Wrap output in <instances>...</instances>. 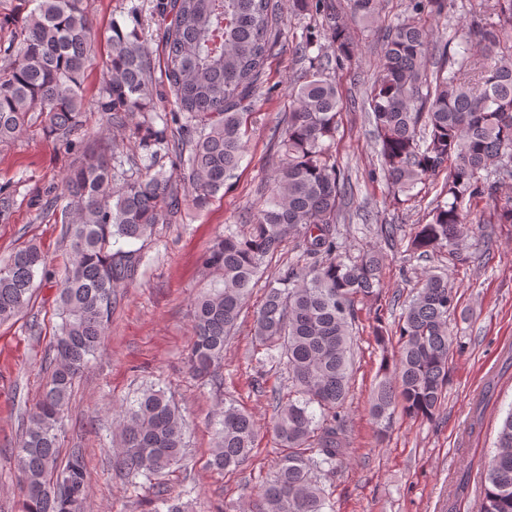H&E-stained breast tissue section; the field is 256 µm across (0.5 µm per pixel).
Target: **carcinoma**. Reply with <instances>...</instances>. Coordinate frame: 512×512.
<instances>
[{
	"label": "carcinoma",
	"instance_id": "obj_1",
	"mask_svg": "<svg viewBox=\"0 0 512 512\" xmlns=\"http://www.w3.org/2000/svg\"><path fill=\"white\" fill-rule=\"evenodd\" d=\"M26 15L3 12L0 29L19 33L0 49V148L15 142L30 114L45 115L46 134L68 145L80 134L88 108L109 125L134 112L152 116L138 126L140 160L110 150L84 151L48 206L66 202L70 260L56 298L60 319L40 399L13 449L20 512H76L87 482L82 455L59 462V432L72 388L101 350L117 289L133 281L155 225L169 223L186 202L206 206L244 156L247 118L260 96L261 76L277 46L276 0H157L158 36L176 110L154 112L153 67L144 50L138 7L128 29L112 22L103 83L86 103L91 21L84 0H35ZM295 11L328 21L332 52L293 88L294 107L275 132L276 157L267 198L246 209L202 258L215 279L192 303L194 336L187 352L193 375L217 384V368L252 288L289 238L300 255L265 288L254 310L255 339L264 358L288 369V395H273V431L282 455L261 488V512H325L317 481L346 454L344 423L350 391L352 332L357 305L376 299L382 283L379 251L347 255L337 224L353 185L337 173L330 151L341 112L336 71L356 50L332 0H291ZM447 0H410L406 14L383 36L378 71L362 99L380 150L378 171L394 198L448 169L436 206L417 225L410 249L426 256L456 253L483 201L499 224H512V197L498 184L512 179V0H494L497 21L472 22L459 49L439 46L420 22L440 15ZM380 0H350L355 21L371 25ZM192 134L176 143L172 125ZM173 155L180 174L158 168ZM49 274L35 245L0 262V322L32 301L37 274ZM458 307L448 276L423 271L397 326L399 345L383 360L371 403L378 434L396 413L432 420L448 386L453 349L450 319ZM117 464L149 480L183 459L185 422L161 389L148 388L119 406ZM210 465L226 470L245 462L258 435L251 414L224 403L214 415ZM482 480L480 512H512V409L502 419Z\"/></svg>",
	"mask_w": 512,
	"mask_h": 512
}]
</instances>
